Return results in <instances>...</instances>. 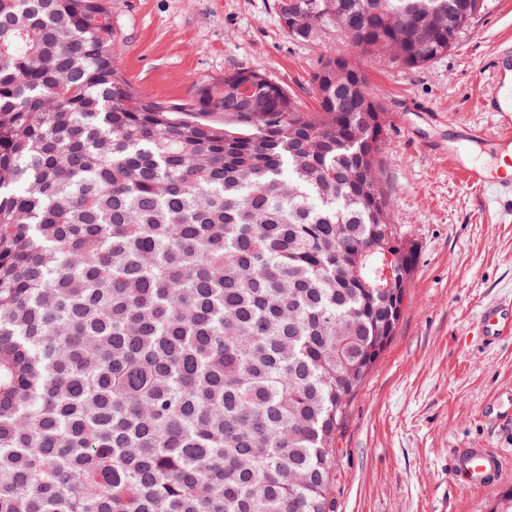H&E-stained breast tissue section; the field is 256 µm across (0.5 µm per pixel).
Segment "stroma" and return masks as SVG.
Returning a JSON list of instances; mask_svg holds the SVG:
<instances>
[{
    "label": "stroma",
    "instance_id": "35a3bbf8",
    "mask_svg": "<svg viewBox=\"0 0 512 512\" xmlns=\"http://www.w3.org/2000/svg\"><path fill=\"white\" fill-rule=\"evenodd\" d=\"M121 69L164 106L237 69L301 93L329 53H349L333 31L298 42L275 0H114ZM512 53V0H489L455 49L426 66H362L387 126L384 180L390 219L417 251L405 309L386 351L351 401L332 476L335 512H491L512 488V338L483 342V306L512 300V201L468 186L449 149L494 167L495 146L455 141L458 124L497 132L480 99L491 59ZM498 448L500 487L464 490L448 474L454 448Z\"/></svg>",
    "mask_w": 512,
    "mask_h": 512
}]
</instances>
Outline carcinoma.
<instances>
[{
	"label": "carcinoma",
	"mask_w": 512,
	"mask_h": 512,
	"mask_svg": "<svg viewBox=\"0 0 512 512\" xmlns=\"http://www.w3.org/2000/svg\"><path fill=\"white\" fill-rule=\"evenodd\" d=\"M462 2L276 9L298 42L359 30L355 72L448 54ZM119 51L112 0H0V512H334L417 261L373 85L331 53L312 112L249 70L165 107Z\"/></svg>",
	"instance_id": "carcinoma-1"
}]
</instances>
